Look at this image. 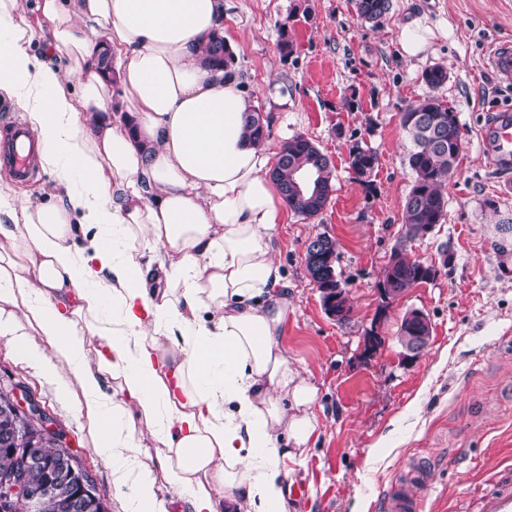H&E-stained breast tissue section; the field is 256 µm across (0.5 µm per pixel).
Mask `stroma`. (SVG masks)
I'll list each match as a JSON object with an SVG mask.
<instances>
[{
	"label": "stroma",
	"instance_id": "35a3bbf8",
	"mask_svg": "<svg viewBox=\"0 0 512 512\" xmlns=\"http://www.w3.org/2000/svg\"><path fill=\"white\" fill-rule=\"evenodd\" d=\"M224 38L250 108L269 122L270 156L304 136L328 156L333 191L320 215L289 213L272 235L288 280L282 338L292 365L317 389L315 430L302 459H285L289 482L307 488L290 512H378L383 492L410 464L425 466L424 512H460L485 479L512 466V195L481 144L486 113L512 104V83L488 66L492 46L512 39V0H391L381 25L362 21L355 0H223ZM418 23L428 45L405 59L403 27ZM293 45L282 56L278 44ZM447 82L430 89L432 66ZM435 96L452 107L463 135L448 205L426 235L404 238V204L413 182L412 143L400 117ZM376 152L371 186L352 179L350 149ZM336 242V274L350 309L330 316L304 261L316 236ZM435 264V280L383 303L378 283L398 246ZM422 312L427 348L410 359L401 323ZM26 385L57 421L65 442L91 473L107 512L127 493L93 448L89 421L71 391L73 374H46L0 332V388Z\"/></svg>",
	"mask_w": 512,
	"mask_h": 512
}]
</instances>
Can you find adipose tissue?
<instances>
[{
  "label": "adipose tissue",
  "instance_id": "obj_1",
  "mask_svg": "<svg viewBox=\"0 0 512 512\" xmlns=\"http://www.w3.org/2000/svg\"><path fill=\"white\" fill-rule=\"evenodd\" d=\"M18 2L0 0V93L62 191L35 208L0 191V305L50 344L49 372L74 373L129 512H167L160 474L188 512H289L282 461L309 442L316 389L281 344L290 301L269 240L288 212L270 156L244 135L242 89L203 62L221 0H42L66 70L29 53ZM89 334L108 341L93 359ZM146 431L157 457L139 450Z\"/></svg>",
  "mask_w": 512,
  "mask_h": 512
}]
</instances>
